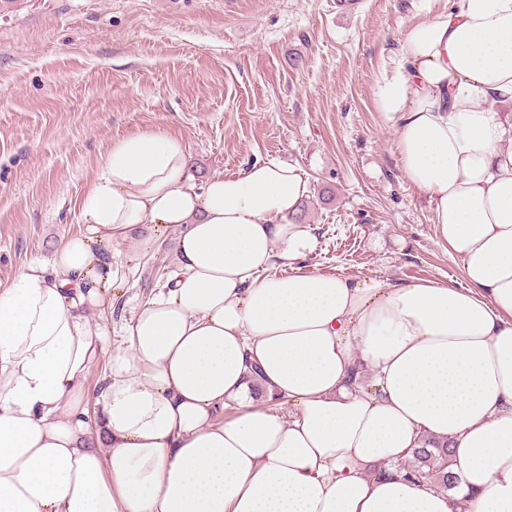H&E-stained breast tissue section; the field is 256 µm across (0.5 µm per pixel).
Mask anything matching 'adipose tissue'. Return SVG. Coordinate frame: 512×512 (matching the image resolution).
<instances>
[{
	"label": "adipose tissue",
	"mask_w": 512,
	"mask_h": 512,
	"mask_svg": "<svg viewBox=\"0 0 512 512\" xmlns=\"http://www.w3.org/2000/svg\"><path fill=\"white\" fill-rule=\"evenodd\" d=\"M399 44L380 108L462 284L274 274L315 248L296 167L200 186L181 138L118 139L83 231L0 288V512H512V0H453ZM171 227L179 273L89 396L114 249ZM427 440L453 490L398 470Z\"/></svg>",
	"instance_id": "adipose-tissue-1"
}]
</instances>
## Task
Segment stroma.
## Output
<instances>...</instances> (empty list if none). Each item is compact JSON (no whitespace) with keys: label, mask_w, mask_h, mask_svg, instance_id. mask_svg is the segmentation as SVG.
Here are the masks:
<instances>
[{"label":"stroma","mask_w":512,"mask_h":512,"mask_svg":"<svg viewBox=\"0 0 512 512\" xmlns=\"http://www.w3.org/2000/svg\"><path fill=\"white\" fill-rule=\"evenodd\" d=\"M0 0V288L78 234L112 143L162 129L197 181L259 161L304 173L317 247L294 272L460 281L379 106L398 39L447 0ZM176 229L102 314L120 331L174 271Z\"/></svg>","instance_id":"stroma-1"}]
</instances>
